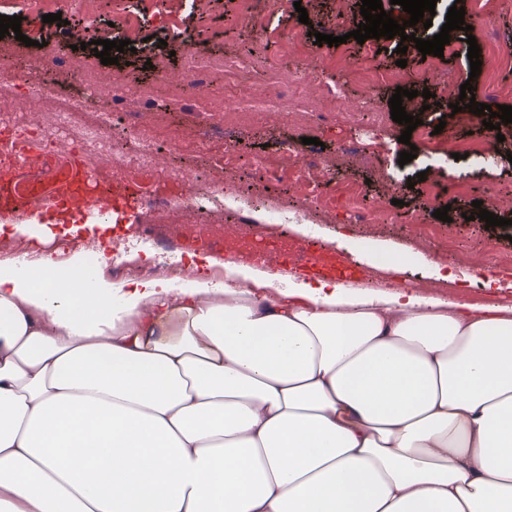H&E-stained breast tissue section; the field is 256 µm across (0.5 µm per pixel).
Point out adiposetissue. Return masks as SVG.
I'll list each match as a JSON object with an SVG mask.
<instances>
[{
	"instance_id": "obj_1",
	"label": "adipose tissue",
	"mask_w": 512,
	"mask_h": 512,
	"mask_svg": "<svg viewBox=\"0 0 512 512\" xmlns=\"http://www.w3.org/2000/svg\"><path fill=\"white\" fill-rule=\"evenodd\" d=\"M215 263H0V512H512V310Z\"/></svg>"
}]
</instances>
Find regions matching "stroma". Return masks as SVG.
<instances>
[{"label":"stroma","mask_w":512,"mask_h":512,"mask_svg":"<svg viewBox=\"0 0 512 512\" xmlns=\"http://www.w3.org/2000/svg\"><path fill=\"white\" fill-rule=\"evenodd\" d=\"M465 9L478 45L497 40L512 45V10L477 13L472 0H439L428 29L419 31L430 39L446 21L453 4ZM361 0H302L308 13L300 23L297 7L281 0H262L254 20L240 12V0H128L127 8L141 20V39L134 50L119 54L113 65L96 57L94 40H115L122 19L113 0H98L96 14L87 17L78 0H63L64 26L22 18L20 34L0 39V64L10 77L0 80V116H23L24 126L0 124V142L21 139L37 122H48L75 97L88 101L83 112L71 114L70 131L97 122L101 108H111L112 135L128 138L134 130L161 139L159 156L165 166L206 178L211 187L231 189L240 211L207 215L182 211L185 224H233L248 215L245 231L259 246L275 243L277 229L265 218L272 209L287 216L302 214L301 223L290 221L289 235H301L309 243L345 254L360 270L359 289L382 295L405 288L426 299L473 305L512 308V123L499 131L485 129L480 116L452 112L450 103L460 86L471 82L476 102L486 100V75L470 78L467 56L445 48L443 56H422L416 47L406 54L396 51L397 39L370 38L357 43L350 38L360 19ZM323 34L345 36V43L316 46L306 38V28ZM269 38L258 40V29ZM193 38L194 55L207 62L235 64L250 71L249 80L228 85L214 82L205 88L191 87L181 33ZM33 46H25V39ZM372 55L377 70L387 73L382 82L362 80L361 59ZM406 67H398L399 58ZM314 59L335 63V79L343 82L351 102L368 99L372 111L350 122L337 115L317 84L296 82L297 67ZM279 65L277 79L266 75L267 62ZM169 81L157 83L158 71ZM51 76L57 96L33 98L32 81ZM446 78L439 86L437 78ZM415 91L403 107L421 111L428 126H440L432 142L443 145L434 154L412 136L417 147L407 164L398 159L404 144L398 138L404 127L390 120L388 104L397 88ZM434 94L427 106L423 90ZM374 139V151L361 147ZM467 145V158L452 156L458 145ZM318 162L331 171L327 194L309 200L302 180V163ZM425 181H417V173ZM510 219V226L486 227L477 220L479 209ZM449 207L443 222L433 212ZM375 213L378 227L356 222V212ZM376 244L410 259L396 274L369 263L349 246ZM479 257V264L461 266L457 257ZM499 275L494 288H485L487 272Z\"/></svg>","instance_id":"35a3bbf8"}]
</instances>
